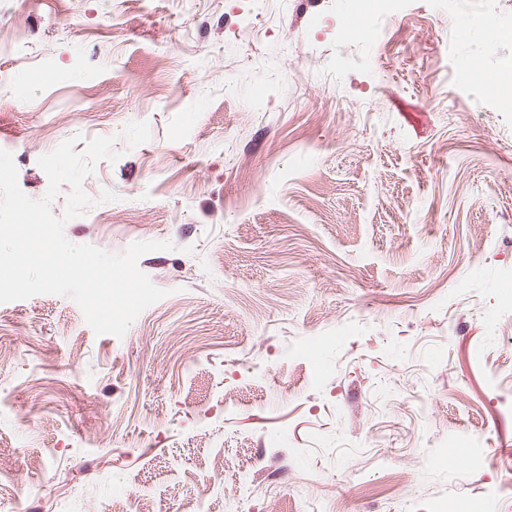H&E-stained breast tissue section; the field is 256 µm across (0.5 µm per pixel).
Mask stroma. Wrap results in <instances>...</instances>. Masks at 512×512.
I'll use <instances>...</instances> for the list:
<instances>
[{
  "mask_svg": "<svg viewBox=\"0 0 512 512\" xmlns=\"http://www.w3.org/2000/svg\"><path fill=\"white\" fill-rule=\"evenodd\" d=\"M385 8L0 0L21 190L116 136L67 240L173 245L140 257L166 295L123 338L68 297L0 304V512H512V112L462 68L512 39L457 33L512 28V0Z\"/></svg>",
  "mask_w": 512,
  "mask_h": 512,
  "instance_id": "obj_1",
  "label": "stroma"
}]
</instances>
